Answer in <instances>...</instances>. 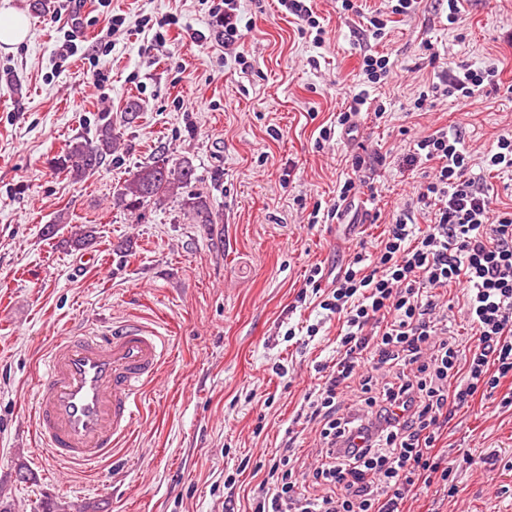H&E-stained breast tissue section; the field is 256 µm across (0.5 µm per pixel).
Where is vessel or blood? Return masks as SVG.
I'll return each mask as SVG.
<instances>
[{
	"label": "vessel or blood",
	"instance_id": "obj_1",
	"mask_svg": "<svg viewBox=\"0 0 512 512\" xmlns=\"http://www.w3.org/2000/svg\"><path fill=\"white\" fill-rule=\"evenodd\" d=\"M167 356L166 336L137 321L60 337L34 398L35 432L46 453L84 468L111 457Z\"/></svg>",
	"mask_w": 512,
	"mask_h": 512
}]
</instances>
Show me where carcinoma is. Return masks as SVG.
Listing matches in <instances>:
<instances>
[{"label": "carcinoma", "mask_w": 512, "mask_h": 512, "mask_svg": "<svg viewBox=\"0 0 512 512\" xmlns=\"http://www.w3.org/2000/svg\"><path fill=\"white\" fill-rule=\"evenodd\" d=\"M120 139L112 122L99 124L93 138L77 136L68 141L64 150L54 158V168L78 182L96 174L107 157L120 150ZM197 181L192 162L182 158L173 160L158 153L141 163L132 177L117 190L114 205L137 218L150 205H160L168 199H182V206L198 224L217 223L208 196L198 192L187 194L185 190ZM94 231L77 228L72 232L70 243L75 248L92 244Z\"/></svg>", "instance_id": "obj_1"}]
</instances>
